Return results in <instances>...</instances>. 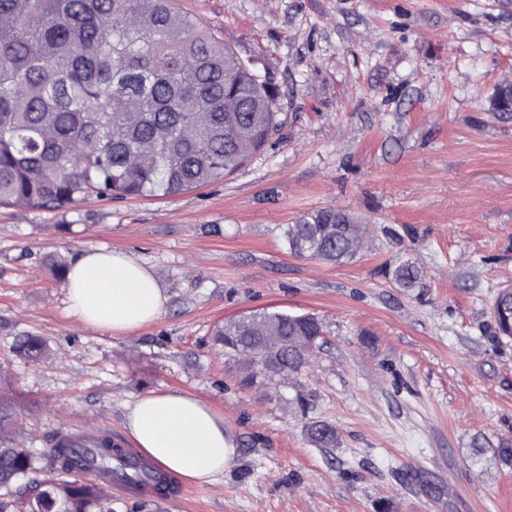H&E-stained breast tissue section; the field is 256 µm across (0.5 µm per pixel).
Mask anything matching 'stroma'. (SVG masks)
<instances>
[{
	"mask_svg": "<svg viewBox=\"0 0 512 512\" xmlns=\"http://www.w3.org/2000/svg\"><path fill=\"white\" fill-rule=\"evenodd\" d=\"M269 74L282 127L247 164L171 198L64 211L0 208V365L22 411L17 446L55 431L130 442L140 395L191 394L224 418L236 454L167 499L113 490L115 512H512V346L491 338L512 286V0H175ZM334 207L367 224L336 265L291 255L287 224ZM127 254L167 302L124 337L67 312L52 266ZM421 284L392 277L402 261ZM312 314L325 343L290 380L237 385L245 361L212 337L260 312ZM47 340L45 363L14 355ZM339 434L319 447L305 425ZM487 451L473 458L475 441Z\"/></svg>",
	"mask_w": 512,
	"mask_h": 512,
	"instance_id": "35a3bbf8",
	"label": "stroma"
}]
</instances>
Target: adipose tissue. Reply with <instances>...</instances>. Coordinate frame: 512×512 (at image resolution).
<instances>
[{"mask_svg": "<svg viewBox=\"0 0 512 512\" xmlns=\"http://www.w3.org/2000/svg\"><path fill=\"white\" fill-rule=\"evenodd\" d=\"M66 288L71 316L117 336L157 318L166 302L144 265L105 249L84 251L66 272ZM125 426L148 458L201 484L223 475L236 453L223 417L182 392L140 396L129 406Z\"/></svg>", "mask_w": 512, "mask_h": 512, "instance_id": "1", "label": "adipose tissue"}]
</instances>
